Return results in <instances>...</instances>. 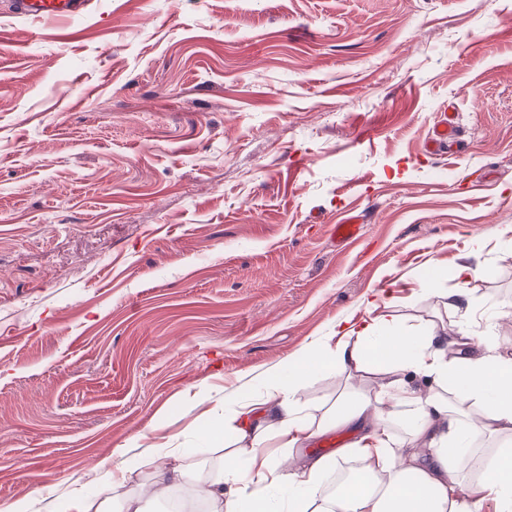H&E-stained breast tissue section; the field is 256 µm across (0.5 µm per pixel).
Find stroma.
<instances>
[{
    "instance_id": "35a3bbf8",
    "label": "stroma",
    "mask_w": 512,
    "mask_h": 512,
    "mask_svg": "<svg viewBox=\"0 0 512 512\" xmlns=\"http://www.w3.org/2000/svg\"><path fill=\"white\" fill-rule=\"evenodd\" d=\"M62 29L0 9V502L97 499L74 479L116 450L108 512H159L162 461L205 489L186 394L263 390L375 294L512 340V0H89ZM446 104L462 154L425 157ZM465 262L468 316L433 278Z\"/></svg>"
}]
</instances>
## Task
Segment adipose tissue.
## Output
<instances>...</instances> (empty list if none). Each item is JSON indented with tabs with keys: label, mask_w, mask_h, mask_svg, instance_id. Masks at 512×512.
Listing matches in <instances>:
<instances>
[{
	"label": "adipose tissue",
	"mask_w": 512,
	"mask_h": 512,
	"mask_svg": "<svg viewBox=\"0 0 512 512\" xmlns=\"http://www.w3.org/2000/svg\"><path fill=\"white\" fill-rule=\"evenodd\" d=\"M379 307L368 302L367 318L337 324L335 339L269 373L260 395L220 405L201 388L188 399L207 424L206 441L226 449L231 481L205 489L211 512H273L271 491L286 512H512V357L443 325L400 333ZM322 374L336 376L342 391L321 413L303 411L299 394ZM356 376L378 380L379 392L354 387ZM349 427L357 437L337 456L284 468L295 449ZM480 439L491 442L481 451L486 472L465 497L450 464ZM270 440L282 459L264 453ZM341 455L358 468L331 491L324 477Z\"/></svg>",
	"instance_id": "ef3b65f1"
}]
</instances>
